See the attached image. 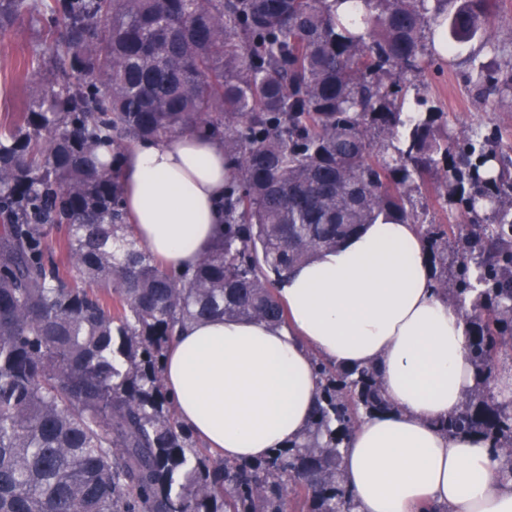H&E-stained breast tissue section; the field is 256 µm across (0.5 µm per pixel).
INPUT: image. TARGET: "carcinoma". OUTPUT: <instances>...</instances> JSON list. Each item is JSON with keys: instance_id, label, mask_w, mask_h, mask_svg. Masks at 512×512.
<instances>
[{"instance_id": "cac0c4a2", "label": "carcinoma", "mask_w": 512, "mask_h": 512, "mask_svg": "<svg viewBox=\"0 0 512 512\" xmlns=\"http://www.w3.org/2000/svg\"><path fill=\"white\" fill-rule=\"evenodd\" d=\"M32 9L55 66L24 62L48 90L0 125V512H287L290 490L356 512L340 448L389 409L376 367L314 356L306 436L236 462L197 446L162 360L191 321L285 322L282 274L376 223L418 227L470 324L476 385L442 430L485 434L512 478V398L490 391L512 346V157L496 130L449 132L414 80L484 38L489 0H0V34ZM465 82L512 95V69ZM183 132L223 139L233 171L222 237L177 274L132 237L119 170ZM430 191L469 224L429 218Z\"/></svg>"}]
</instances>
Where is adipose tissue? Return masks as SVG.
I'll return each mask as SVG.
<instances>
[{"mask_svg": "<svg viewBox=\"0 0 512 512\" xmlns=\"http://www.w3.org/2000/svg\"><path fill=\"white\" fill-rule=\"evenodd\" d=\"M224 142L185 133L129 148L120 170L137 241L168 268L197 264L223 231ZM277 296L283 324L193 322L163 360L180 421L229 460L263 458L299 440L319 395L313 355L373 365L392 408L366 417L342 449L357 512H512V482L477 433L449 436L475 385L464 312L433 288L412 224H367L289 269Z\"/></svg>", "mask_w": 512, "mask_h": 512, "instance_id": "1", "label": "adipose tissue"}]
</instances>
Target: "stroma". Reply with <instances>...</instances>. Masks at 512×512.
Instances as JSON below:
<instances>
[{"instance_id":"stroma-1","label":"stroma","mask_w":512,"mask_h":512,"mask_svg":"<svg viewBox=\"0 0 512 512\" xmlns=\"http://www.w3.org/2000/svg\"><path fill=\"white\" fill-rule=\"evenodd\" d=\"M44 31L30 18L18 20L0 40V118L22 110L47 88L45 76L18 79L24 57L43 48ZM512 68V0H496L488 42L476 41L435 61L419 76L430 97L448 114V126L495 129L501 149L512 155V96L477 97L464 82L471 60Z\"/></svg>"}]
</instances>
